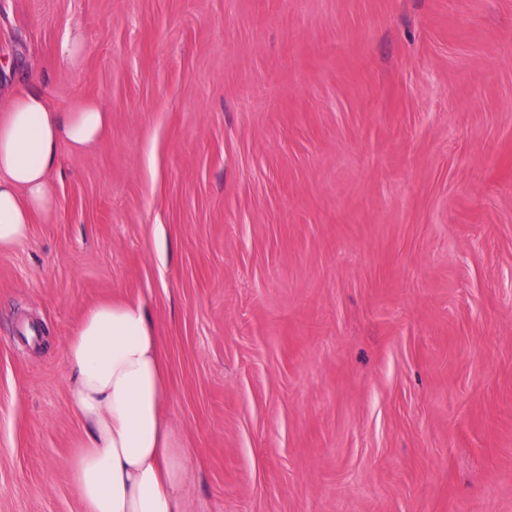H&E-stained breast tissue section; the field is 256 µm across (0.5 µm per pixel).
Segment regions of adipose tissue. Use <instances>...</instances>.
Returning <instances> with one entry per match:
<instances>
[{"instance_id": "obj_1", "label": "adipose tissue", "mask_w": 512, "mask_h": 512, "mask_svg": "<svg viewBox=\"0 0 512 512\" xmlns=\"http://www.w3.org/2000/svg\"><path fill=\"white\" fill-rule=\"evenodd\" d=\"M109 122L96 100L59 112L34 86L0 99V250L25 243L34 220L53 212L60 146L87 150ZM65 356L84 426L69 462L84 512H186L187 464L165 416L166 363L146 304L92 306Z\"/></svg>"}]
</instances>
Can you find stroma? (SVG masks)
<instances>
[{
	"instance_id": "35a3bbf8",
	"label": "stroma",
	"mask_w": 512,
	"mask_h": 512,
	"mask_svg": "<svg viewBox=\"0 0 512 512\" xmlns=\"http://www.w3.org/2000/svg\"><path fill=\"white\" fill-rule=\"evenodd\" d=\"M33 84L110 123L0 251V512H84L65 344L122 299L190 512H512V0H0ZM60 53L69 61L77 62L82 53V40L80 34V24L78 22L70 25L60 44Z\"/></svg>"
}]
</instances>
